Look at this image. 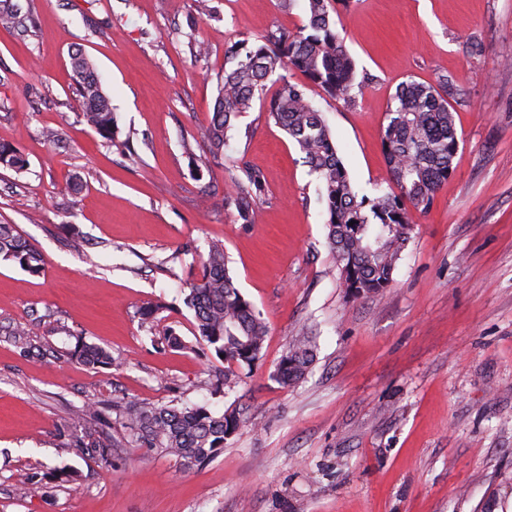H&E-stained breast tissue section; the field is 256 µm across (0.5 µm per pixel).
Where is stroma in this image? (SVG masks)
I'll return each instance as SVG.
<instances>
[{
    "instance_id": "stroma-1",
    "label": "stroma",
    "mask_w": 512,
    "mask_h": 512,
    "mask_svg": "<svg viewBox=\"0 0 512 512\" xmlns=\"http://www.w3.org/2000/svg\"><path fill=\"white\" fill-rule=\"evenodd\" d=\"M30 0L25 29L0 28V223L44 255L40 274L0 261V326L26 325L25 355L0 336V512H512V0H351L337 29L363 90L308 96L356 190L387 189L382 130L395 89L448 76L454 173L414 233L394 283L358 300L340 288L317 181L256 106L220 164L196 174L224 46L306 20L304 0ZM210 46L195 59L193 37ZM94 63L117 117L114 143L75 113L70 55ZM61 140H43V128ZM265 177L255 223L224 205L234 161ZM82 176L79 193L65 189ZM207 204H199L200 195ZM224 242L239 290L262 314L261 360L221 393L214 355L158 348L140 310L193 339L184 303L196 252ZM191 253L179 254L183 244ZM315 360L292 386L273 374L298 331ZM121 366L69 359L76 337ZM230 404L244 426L209 464L181 472L146 448L110 467L72 458L56 425L86 398ZM80 470L81 483L14 493L21 470Z\"/></svg>"
}]
</instances>
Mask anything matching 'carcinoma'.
<instances>
[{"instance_id": "carcinoma-1", "label": "carcinoma", "mask_w": 512, "mask_h": 512, "mask_svg": "<svg viewBox=\"0 0 512 512\" xmlns=\"http://www.w3.org/2000/svg\"><path fill=\"white\" fill-rule=\"evenodd\" d=\"M350 0H307L308 23L299 29L278 27L259 42H238L224 49V77L209 122L201 131L203 147L195 157L197 170H210L224 154L229 131L242 114L260 101L267 119L280 127L303 154L316 176L328 219L327 241L339 273L340 285L359 298L380 294L391 287L402 253L411 241L412 212L427 213L440 188L453 172L458 149L448 79L436 84L408 79L393 95V106L383 128L382 147L390 172L389 190L373 196L359 194L338 156L331 130L307 94V84L321 88L335 101L349 102L357 81L356 64L336 30L339 7ZM21 6L0 0V26L15 27ZM80 117L103 139L112 142L117 124L110 99L96 83L97 70L82 52L71 54ZM281 70L276 89L264 98L269 77ZM298 71L306 82H294L288 72ZM0 166L22 172L27 163L17 149L0 143ZM265 196L263 174L239 159L225 183L224 202L244 224L255 223ZM200 274L189 284L186 305L194 312L195 345L211 348L224 361L223 382L232 368L253 367L261 357L267 326L260 313L236 287L227 265L224 243L217 239L197 254ZM0 259L13 261L38 274L45 259L11 224H0ZM9 342L23 353L31 351L29 329L17 325ZM313 337L304 331L288 343L275 376L284 385L302 380L314 361ZM71 356L97 369L116 365L109 349L77 342ZM243 424L242 413L231 404L215 413L205 404L112 401V406L87 399L72 409L61 425L68 453L83 460L112 464L117 448H148L171 457L184 472L212 461ZM52 478L37 471L19 474L16 490L25 495L49 492Z\"/></svg>"}]
</instances>
